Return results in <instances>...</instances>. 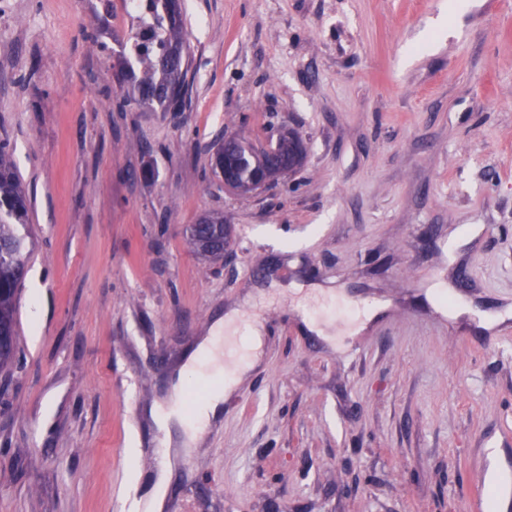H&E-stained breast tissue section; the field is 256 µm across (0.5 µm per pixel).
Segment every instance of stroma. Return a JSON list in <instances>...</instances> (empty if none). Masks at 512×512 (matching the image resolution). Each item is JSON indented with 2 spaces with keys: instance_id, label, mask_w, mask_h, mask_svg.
Wrapping results in <instances>:
<instances>
[{
  "instance_id": "1",
  "label": "stroma",
  "mask_w": 512,
  "mask_h": 512,
  "mask_svg": "<svg viewBox=\"0 0 512 512\" xmlns=\"http://www.w3.org/2000/svg\"><path fill=\"white\" fill-rule=\"evenodd\" d=\"M181 112L129 105L90 0L0 20V139L31 197L0 512H467L512 441V0H180ZM304 162L238 195L227 133ZM151 179H143V168ZM206 212L231 243L186 242ZM381 310L355 335L363 308ZM260 357L192 448L153 418L228 312ZM510 311L481 326L483 312ZM329 324L318 336L309 318ZM230 237L229 226L224 224V217L218 215H204L187 229L188 245L205 258L222 256L227 248L225 240Z\"/></svg>"
}]
</instances>
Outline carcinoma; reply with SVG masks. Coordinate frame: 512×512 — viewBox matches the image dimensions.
<instances>
[{
  "instance_id": "1",
  "label": "carcinoma",
  "mask_w": 512,
  "mask_h": 512,
  "mask_svg": "<svg viewBox=\"0 0 512 512\" xmlns=\"http://www.w3.org/2000/svg\"><path fill=\"white\" fill-rule=\"evenodd\" d=\"M160 12L162 38L142 37L133 44L126 41L121 50L125 63L139 68L137 95L141 107H159L164 112H179L185 95V80L172 77L169 67L173 47L186 46L177 0H154ZM239 184L254 181L269 161L263 148L247 141L235 148ZM31 199L17 175L7 144L0 143V370L13 366L19 357L18 298L26 276L34 241L29 225ZM190 248L205 258L224 254V217L204 215L187 229Z\"/></svg>"
}]
</instances>
